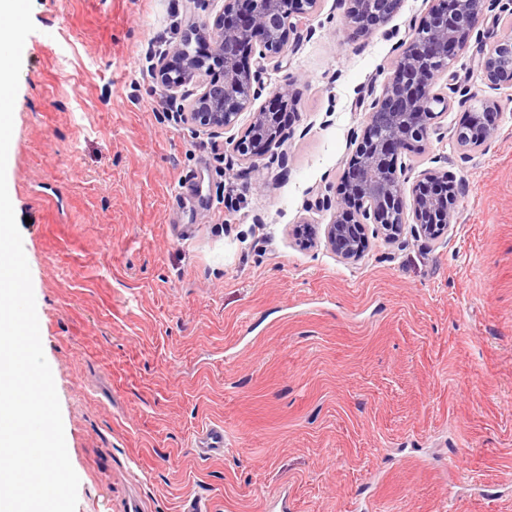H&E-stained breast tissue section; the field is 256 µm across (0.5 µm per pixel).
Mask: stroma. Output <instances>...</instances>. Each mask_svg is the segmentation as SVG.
<instances>
[{"instance_id": "1", "label": "stroma", "mask_w": 512, "mask_h": 512, "mask_svg": "<svg viewBox=\"0 0 512 512\" xmlns=\"http://www.w3.org/2000/svg\"><path fill=\"white\" fill-rule=\"evenodd\" d=\"M224 0H33L14 108L13 191L76 512H512V88L474 60L512 37L492 0L437 92L409 178L453 177L455 222L373 240L359 262L296 244L333 220L370 103L429 8L373 33L320 0L249 109L212 134L164 120L147 49ZM298 93L283 140L246 172L231 142L274 89ZM495 103L497 137L451 132ZM224 427V454L194 450Z\"/></svg>"}]
</instances>
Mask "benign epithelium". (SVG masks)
I'll use <instances>...</instances> for the list:
<instances>
[{
    "mask_svg": "<svg viewBox=\"0 0 512 512\" xmlns=\"http://www.w3.org/2000/svg\"><path fill=\"white\" fill-rule=\"evenodd\" d=\"M319 0H224V8L197 26V41L205 49L190 50L191 40L170 46L155 68L157 83L175 94L196 87L186 120L203 131L226 129L247 107L240 91L252 88L255 75L247 58L259 47L262 59L280 56L294 28L312 14ZM488 0H430L427 15L413 30L396 58L381 95L365 113L361 135L348 167L331 223L325 225L326 245L342 260L355 263L370 247V237L398 242L410 230L426 241L446 234L454 223L456 197L445 170L428 169L417 175L410 196H405L406 166L398 164L404 150H422L430 138L443 100L434 91L458 50L466 44L485 15ZM402 0H344L345 24L372 33L385 26L400 10ZM485 82L499 90L512 88V39L506 38L477 61ZM269 106L252 113L248 128L232 141L239 160L256 167L284 136L282 114L292 108L297 94L285 84L273 94ZM500 113L486 102L476 118L454 131L456 144L480 148L499 131Z\"/></svg>",
    "mask_w": 512,
    "mask_h": 512,
    "instance_id": "obj_1",
    "label": "benign epithelium"
}]
</instances>
